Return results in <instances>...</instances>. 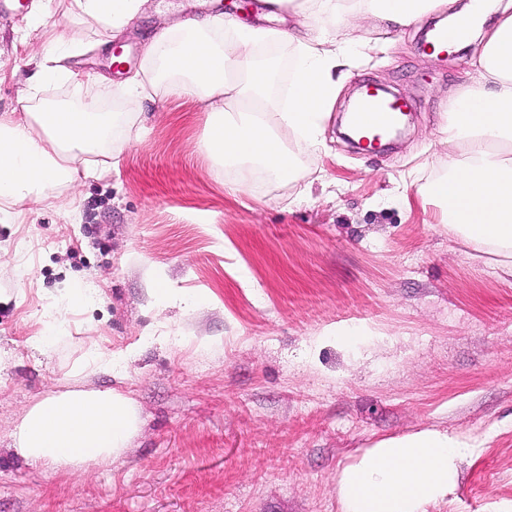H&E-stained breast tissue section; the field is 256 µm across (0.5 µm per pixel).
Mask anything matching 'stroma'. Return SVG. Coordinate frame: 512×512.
Listing matches in <instances>:
<instances>
[{
  "instance_id": "1",
  "label": "stroma",
  "mask_w": 512,
  "mask_h": 512,
  "mask_svg": "<svg viewBox=\"0 0 512 512\" xmlns=\"http://www.w3.org/2000/svg\"><path fill=\"white\" fill-rule=\"evenodd\" d=\"M216 0H147L121 37L32 0L0 20V111L39 69L43 31L79 38L102 85L58 80L43 100L98 99L130 113L143 143L119 169L49 191L0 223V512H340L336 476L362 448L423 427L463 435L448 501L428 512L512 504V278L496 255L439 224L418 189L449 153L442 126L481 42L432 55L428 29L464 0L357 56L321 144L297 177L240 196L201 150L208 112L187 95L112 98L115 47L143 59L152 33ZM383 86L411 121L389 151L356 152L338 128L351 95ZM91 285L72 304L65 283ZM197 298L185 309L180 296ZM362 326L355 348L337 329ZM112 389L138 426L106 466L64 472L14 451L38 401Z\"/></svg>"
}]
</instances>
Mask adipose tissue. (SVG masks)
Masks as SVG:
<instances>
[{"label": "adipose tissue", "instance_id": "obj_1", "mask_svg": "<svg viewBox=\"0 0 512 512\" xmlns=\"http://www.w3.org/2000/svg\"><path fill=\"white\" fill-rule=\"evenodd\" d=\"M292 15L285 29L230 14H206L154 35L140 70L113 93L135 104L147 91L186 94L209 110L203 150L235 170L229 188L249 193L255 179L294 180L296 148L320 144L327 109L353 56L346 28L371 17L384 27L420 21L438 0H277ZM146 0H72L78 16L106 32L123 29ZM295 46L289 100L270 92L271 75L256 67L264 47ZM475 80L460 89L444 126L453 151L422 196L439 210L453 236L501 256L512 277V15L488 33L471 63ZM26 93L25 105L0 114V222L18 207L40 203L47 191L102 176L96 156H113L120 129L94 101L60 106ZM293 134L288 148L280 132ZM137 423L126 396L111 390H73L36 403L14 433L15 450L55 469L111 464ZM473 450L463 436L422 428L362 449L337 477L341 512H427L457 486V464Z\"/></svg>", "mask_w": 512, "mask_h": 512}]
</instances>
